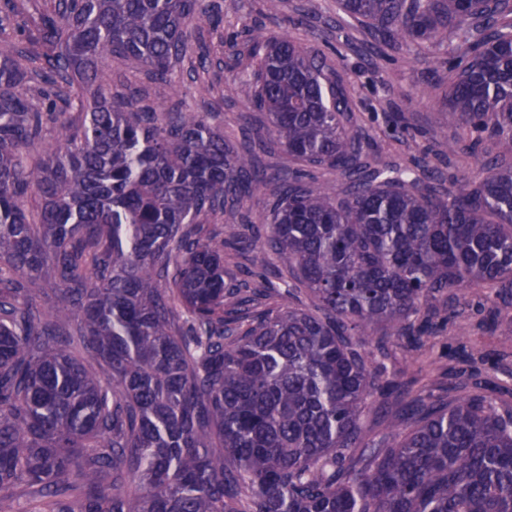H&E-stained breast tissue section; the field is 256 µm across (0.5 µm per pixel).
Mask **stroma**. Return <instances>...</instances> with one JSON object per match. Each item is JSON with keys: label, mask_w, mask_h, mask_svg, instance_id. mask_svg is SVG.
<instances>
[{"label": "stroma", "mask_w": 512, "mask_h": 512, "mask_svg": "<svg viewBox=\"0 0 512 512\" xmlns=\"http://www.w3.org/2000/svg\"><path fill=\"white\" fill-rule=\"evenodd\" d=\"M207 15L189 31L190 50L166 82L120 62L109 68L113 94L134 97L152 106L204 112L209 122L234 145H264L260 160L269 169L292 166L276 144L263 114L254 112L244 82L251 73L250 52L274 37L285 36L305 50L326 53L346 74L359 127L384 162L404 158L405 143L393 136L392 118L402 115L415 129L424 149L437 152L447 125L443 108L448 92L438 55L424 46L378 49L365 24L343 18L338 0H280L269 12L265 0H205ZM207 84L210 93L199 96ZM459 321L468 323L466 343L489 353L499 379L512 378V305L500 290L487 286L458 297ZM446 335L429 338L418 351L404 341L389 345L388 371L412 392L440 394V373L446 366L438 355Z\"/></svg>", "instance_id": "obj_1"}]
</instances>
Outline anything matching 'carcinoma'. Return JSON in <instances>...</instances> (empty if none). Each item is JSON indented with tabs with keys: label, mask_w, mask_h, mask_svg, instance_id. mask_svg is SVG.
<instances>
[{
	"label": "carcinoma",
	"mask_w": 512,
	"mask_h": 512,
	"mask_svg": "<svg viewBox=\"0 0 512 512\" xmlns=\"http://www.w3.org/2000/svg\"><path fill=\"white\" fill-rule=\"evenodd\" d=\"M339 3L385 43L466 47L443 59L468 129L448 155L484 178L436 186L399 117L410 164L373 165L342 75L284 36L252 49L247 92L339 193L201 112L112 97L114 59L169 78L202 0H53L0 40V512H512V405L406 400L362 340L439 318L451 349L468 328L439 297L512 295V0ZM269 187L266 224H208ZM244 244L262 273L224 264Z\"/></svg>",
	"instance_id": "1"
}]
</instances>
